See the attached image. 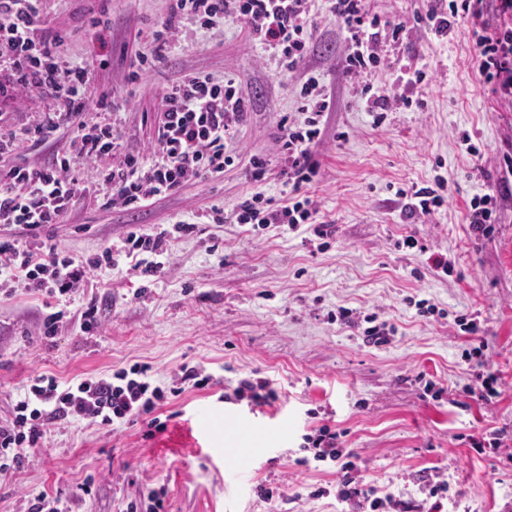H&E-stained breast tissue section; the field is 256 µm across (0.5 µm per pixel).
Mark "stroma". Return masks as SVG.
Returning <instances> with one entry per match:
<instances>
[{"instance_id":"stroma-1","label":"stroma","mask_w":512,"mask_h":512,"mask_svg":"<svg viewBox=\"0 0 512 512\" xmlns=\"http://www.w3.org/2000/svg\"><path fill=\"white\" fill-rule=\"evenodd\" d=\"M314 11L306 67L331 90L335 109L313 148L319 174L301 193L318 202L328 248L317 249L304 226L202 225L174 242L160 277L139 278L122 263L79 289L75 307L95 303L102 320L91 335L71 315L55 338H44L48 298L20 292L0 300L2 425L41 374L64 384L140 364L164 387L184 366L212 377L207 387L187 384L168 397L155 412L165 429L151 438L140 419L114 429L84 421L52 428L32 461L0 472V512H27L42 493L61 496L69 512H125L151 493L162 512H354L335 495L333 466L302 462L304 434L324 423L383 491L422 503L418 479L436 473L448 482L447 512H512V452L480 455L469 446L493 430L512 439V170L504 164L512 105L498 103L480 80L472 24L462 18L441 40L412 31L397 54L433 79L415 90V106L374 125L342 76V34L326 0ZM168 12V0H44L43 16L65 37L62 61L94 68L88 104L103 95L126 101L118 129L134 150L148 152L153 130L143 115L161 107L173 82L189 74L234 79L252 98L239 160L138 209L112 207L102 188L82 196L64 223L42 232L71 255L96 257L130 230L190 223L202 209L231 211L255 191L275 204L283 199L276 172L255 183L249 160L274 159L281 119L303 123L297 79L264 66L244 22L204 29L186 20V37L131 80L136 54L148 50V33ZM99 17L109 20L112 61L104 70L93 40ZM437 175L447 181L443 206L404 219L398 189ZM478 194L493 198L487 236L466 219ZM409 236L418 247L406 246ZM441 254L449 272L432 268ZM422 300L433 313H420ZM342 307L377 314L394 329L390 344L366 345L360 330L337 321ZM470 321L501 385L488 403L462 392L472 380L461 328ZM250 375L271 380L278 401H226L225 389ZM228 455L249 457V467H225ZM320 487L328 495L316 496ZM265 488L272 498L262 496Z\"/></svg>"}]
</instances>
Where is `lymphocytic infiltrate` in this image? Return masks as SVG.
Returning a JSON list of instances; mask_svg holds the SVG:
<instances>
[{
    "instance_id": "1",
    "label": "lymphocytic infiltrate",
    "mask_w": 512,
    "mask_h": 512,
    "mask_svg": "<svg viewBox=\"0 0 512 512\" xmlns=\"http://www.w3.org/2000/svg\"><path fill=\"white\" fill-rule=\"evenodd\" d=\"M43 0H0V97L21 91L51 101L44 120L25 135L0 127V223L11 235L0 237V297L18 291L63 302L90 282L97 271L126 261L138 277L160 276L172 254L176 235H187L194 224H178L152 234L129 232L94 259L65 253L41 237L43 227L65 221L87 190L76 176L79 163L93 166L94 182L111 188L112 204L137 207L181 189L204 175H221L234 162V146L245 124L249 99L235 80L196 76L169 88L154 117L155 147L151 153L126 150L114 123L86 118L85 92L95 72L59 61L61 35L43 30ZM329 11L343 34L344 73L356 95L364 98L375 123L410 106L424 72L393 68L388 82L373 85L372 71L408 35L404 23L381 20L367 0H328ZM493 7L496 21L483 20ZM314 0H173L169 18L152 34V55H140L139 71L152 66L173 41L182 17L200 27L244 21L260 45L266 65L280 75H299L303 124L281 121L277 165L285 185L294 190L285 204L270 207L262 192L239 202L230 214L236 224L262 227L313 224L318 212L311 197H297L313 182L317 163L312 148L321 134L320 119L332 111L334 99L313 73L300 68L310 53L315 26ZM472 21L478 72L500 100L512 103V0H448L444 10H430L421 21L433 34H451L458 17ZM75 135L68 149L40 165L8 163L23 139L48 143L62 129ZM165 391L153 384L147 368L132 366L108 375L60 385L38 376L15 406L10 424L0 425V472L23 465L50 427L71 421L117 426L148 417L149 428L162 430L153 416ZM341 434L323 425L305 435L303 448L317 463L331 464L339 474L337 496L353 502L357 512H415L412 503L380 494L363 474L354 449L342 446Z\"/></svg>"
}]
</instances>
